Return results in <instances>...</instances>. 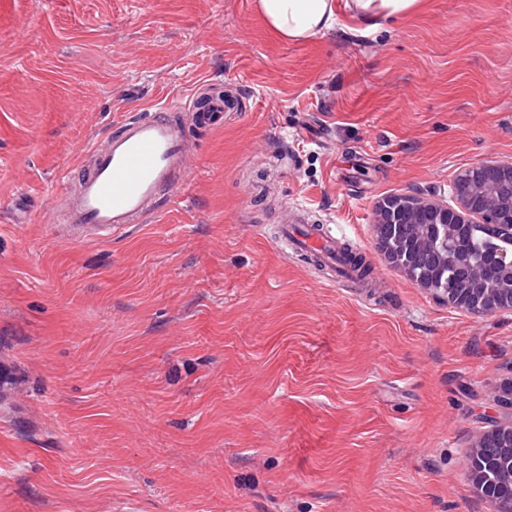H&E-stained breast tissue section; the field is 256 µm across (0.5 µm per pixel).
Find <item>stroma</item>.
<instances>
[{
    "instance_id": "obj_1",
    "label": "stroma",
    "mask_w": 512,
    "mask_h": 512,
    "mask_svg": "<svg viewBox=\"0 0 512 512\" xmlns=\"http://www.w3.org/2000/svg\"><path fill=\"white\" fill-rule=\"evenodd\" d=\"M291 41L257 0H0V512H492L468 459L512 421V311L389 264L379 202L456 208L512 160V0H423ZM182 113L161 212L75 236L63 167L123 114ZM360 252L336 279L296 208Z\"/></svg>"
}]
</instances>
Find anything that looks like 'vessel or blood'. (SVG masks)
Segmentation results:
<instances>
[{"label": "vessel or blood", "mask_w": 512, "mask_h": 512, "mask_svg": "<svg viewBox=\"0 0 512 512\" xmlns=\"http://www.w3.org/2000/svg\"><path fill=\"white\" fill-rule=\"evenodd\" d=\"M233 106L223 92L204 86L180 106L158 104L127 116L108 147L92 151L68 212L69 223L93 230L102 241L127 233L154 212L159 196L173 191L185 169V131L176 111L193 113L199 127L211 128L223 124ZM294 243L320 261H336L334 234L298 227Z\"/></svg>", "instance_id": "vessel-or-blood-1"}]
</instances>
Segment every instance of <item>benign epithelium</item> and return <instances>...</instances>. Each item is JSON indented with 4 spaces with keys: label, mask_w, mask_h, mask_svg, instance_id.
<instances>
[{
    "label": "benign epithelium",
    "mask_w": 512,
    "mask_h": 512,
    "mask_svg": "<svg viewBox=\"0 0 512 512\" xmlns=\"http://www.w3.org/2000/svg\"><path fill=\"white\" fill-rule=\"evenodd\" d=\"M493 172L503 182L512 184V162L492 163L480 162L469 166L461 171L456 177V190L462 200L464 211H456L444 204L422 203L413 204L411 211L412 220L420 224H457L459 227H466L469 215H479L489 226L512 235V199L509 205H496L486 202V190L489 187L486 175ZM403 199L395 197L383 202L378 209V223L395 224L402 209ZM418 283L435 291L436 294L448 300V304L465 308L477 315H488L502 310H512V289H505L508 300L504 301L497 296H478L476 290H452L443 291L436 284L434 273L418 280ZM472 476L476 483L482 487L485 495L493 505V512H512V497L509 498L508 507L499 506L496 499L498 492L484 478V471L476 467L472 469Z\"/></svg>",
    "instance_id": "obj_1"
}]
</instances>
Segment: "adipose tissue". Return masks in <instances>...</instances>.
Returning <instances> with one entry per match:
<instances>
[{
	"label": "adipose tissue",
	"mask_w": 512,
	"mask_h": 512,
	"mask_svg": "<svg viewBox=\"0 0 512 512\" xmlns=\"http://www.w3.org/2000/svg\"><path fill=\"white\" fill-rule=\"evenodd\" d=\"M421 0H344V7L360 24L373 28L381 21L416 11ZM335 0H258L268 28L277 36L304 39L331 29L335 22Z\"/></svg>",
	"instance_id": "1"
}]
</instances>
